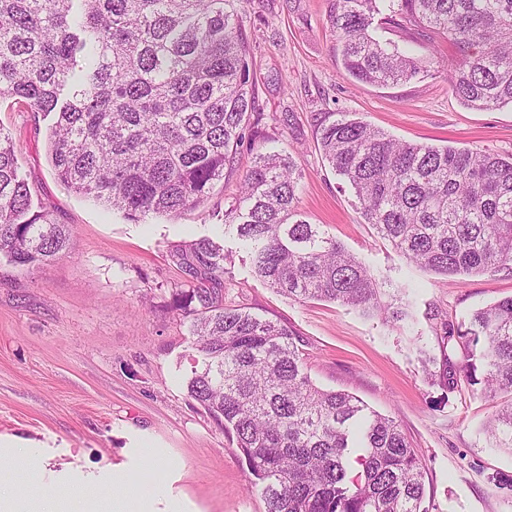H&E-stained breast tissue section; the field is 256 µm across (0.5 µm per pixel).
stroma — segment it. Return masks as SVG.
Listing matches in <instances>:
<instances>
[{
    "label": "stroma",
    "mask_w": 512,
    "mask_h": 512,
    "mask_svg": "<svg viewBox=\"0 0 512 512\" xmlns=\"http://www.w3.org/2000/svg\"><path fill=\"white\" fill-rule=\"evenodd\" d=\"M332 0H248L245 25L262 112L293 120L275 140L241 148L235 168L199 208L123 212L74 193L55 176L47 136L54 114L0 102L19 174L35 206L69 225L71 248L50 266L0 260V443L31 450L0 457V487L14 496L52 490L63 512H101L128 489L141 512H266L235 441L186 391L201 356L190 323L171 307L196 283L175 252L210 237L232 256L224 302L287 326L320 388L344 390L392 416L417 449L429 512H512V454L484 424L502 407L425 371L441 355L442 325L512 297V270L446 277L411 264L366 224L350 188L323 160L315 132L326 113L367 121L397 139L512 153V107L472 110L447 70L385 88L342 76L328 15ZM285 149L302 173L299 209L363 261L408 315L383 324L327 301H293L258 280L249 248L224 228V211L256 152Z\"/></svg>",
    "instance_id": "35a3bbf8"
}]
</instances>
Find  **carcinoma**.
<instances>
[{
    "label": "carcinoma",
    "mask_w": 512,
    "mask_h": 512,
    "mask_svg": "<svg viewBox=\"0 0 512 512\" xmlns=\"http://www.w3.org/2000/svg\"><path fill=\"white\" fill-rule=\"evenodd\" d=\"M247 0H0V100L55 113L49 133L58 180L138 221L199 207L224 180L257 111ZM329 20L348 79L408 82L423 59L387 35L424 30L460 53L448 80L475 110L512 105V0H333ZM316 140L350 185L367 223L410 263L454 276L512 267V154L400 141L330 113ZM301 171L286 150L258 153L224 212L253 254L254 273L298 301L328 300L401 321L371 271L298 208ZM71 229L33 209L12 138L0 132V259L43 268ZM220 283L228 255L209 238L177 253ZM202 364L188 396L236 440L266 512H428L417 453L396 421L318 388L285 326L224 306L222 289L180 288ZM441 385L456 380L448 345L467 353L463 381L512 394V298L443 325ZM487 431L512 454V401Z\"/></svg>",
    "instance_id": "1"
}]
</instances>
